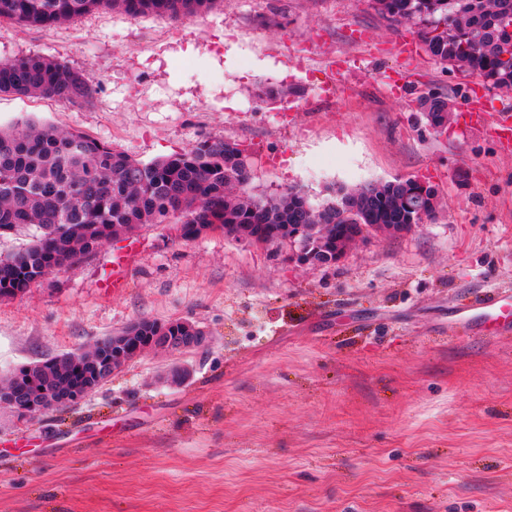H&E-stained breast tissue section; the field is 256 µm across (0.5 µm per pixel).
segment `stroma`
<instances>
[{
	"label": "stroma",
	"mask_w": 512,
	"mask_h": 512,
	"mask_svg": "<svg viewBox=\"0 0 512 512\" xmlns=\"http://www.w3.org/2000/svg\"><path fill=\"white\" fill-rule=\"evenodd\" d=\"M418 31L369 0L0 21V62L40 55L98 86L83 107L0 96V127L79 131L144 162L204 135L235 140L254 152L258 194L319 202L411 177L439 195L428 223L370 236L332 266L289 261L285 243L185 241L151 224L0 299V381L139 318L212 338L146 351L63 410L0 406V512H512V330L491 337L456 316L492 286L512 308V146L496 131L512 93L417 42L397 56ZM282 88L288 98L263 101ZM432 92L448 98L438 135L417 111ZM127 252L115 294L102 282Z\"/></svg>",
	"instance_id": "35a3bbf8"
}]
</instances>
